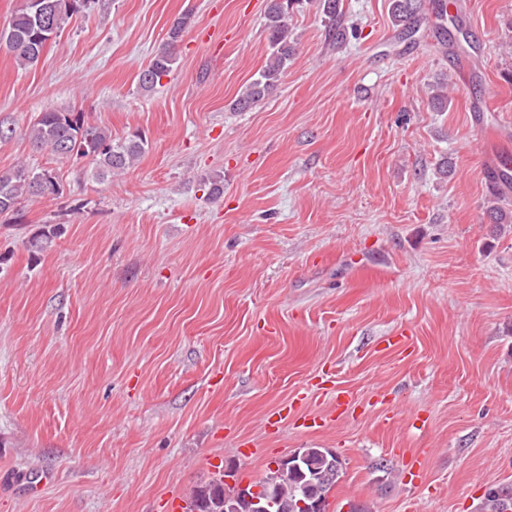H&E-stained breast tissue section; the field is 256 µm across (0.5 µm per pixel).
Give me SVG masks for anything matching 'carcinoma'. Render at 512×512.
<instances>
[{
    "instance_id": "carcinoma-1",
    "label": "carcinoma",
    "mask_w": 512,
    "mask_h": 512,
    "mask_svg": "<svg viewBox=\"0 0 512 512\" xmlns=\"http://www.w3.org/2000/svg\"><path fill=\"white\" fill-rule=\"evenodd\" d=\"M292 2L269 0L266 12L269 62L234 101V109L246 110L263 98L293 58L295 47L288 29V10ZM339 2L319 0L324 22L337 42L346 36ZM392 17L402 31L408 33L415 31V27L425 20L420 0H393ZM189 24L188 14L173 23L168 42L139 74L140 89L151 91L160 84L161 78L172 73L178 60L176 43ZM1 40H12L17 44L12 56L17 66L24 70L36 66L45 52V41L35 37V15L28 5L0 30ZM29 138L35 146L46 148L59 158L76 156L90 160L100 179L132 166L145 150L142 138L135 136L116 141L107 127L91 124L83 113L69 110L40 113L30 127ZM59 192L60 184L51 171L18 165L0 173V215L14 212L20 200L27 196L42 197ZM294 454V460L279 462L276 469L266 473L254 486L229 488L219 479L198 489L190 512H260L253 499H263L266 491L270 493L266 512H302L299 502L309 492L328 497L342 475L339 459L325 448H300ZM481 512H512V487L489 488L484 494Z\"/></svg>"
}]
</instances>
